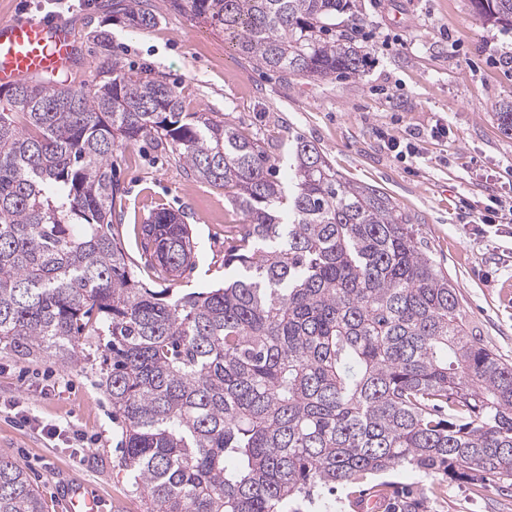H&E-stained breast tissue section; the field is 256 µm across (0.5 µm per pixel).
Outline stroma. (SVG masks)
<instances>
[{
	"label": "stroma",
	"instance_id": "obj_1",
	"mask_svg": "<svg viewBox=\"0 0 512 512\" xmlns=\"http://www.w3.org/2000/svg\"><path fill=\"white\" fill-rule=\"evenodd\" d=\"M155 25L132 29L112 12V0H76L64 18L75 31L76 64L61 77L91 84L103 56L93 35L105 31L122 63L149 70L179 92L188 112H216L245 135L258 138L288 180V147L301 137L314 144L345 179L385 192L415 224L432 258L448 273L467 326L494 352L512 361V136L495 113L512 101V69L498 56L512 54V31L487 22L472 0H352L351 22L368 54L360 75L313 79L268 72L240 55L221 30L150 0ZM447 124V140H425L420 153L395 158L380 139ZM112 169L121 189L112 218L130 255L134 229L160 209L184 214L195 243V264L179 288L224 283V232L242 215L223 190L186 173L171 152L145 139L118 150ZM504 207L492 224L474 216L490 198ZM104 339L92 338L70 365L42 355L23 359L0 350V454L9 456L41 493L46 512H66L71 480L103 503L102 512H145L122 459L125 427L100 386ZM60 392L41 396L44 377ZM42 422L71 423L83 440L68 448L46 442L18 423L13 406ZM381 484L390 512H402L412 494L419 512H512V488L488 482L449 481L407 469L367 476L340 487L330 507L304 512H347L349 502Z\"/></svg>",
	"mask_w": 512,
	"mask_h": 512
}]
</instances>
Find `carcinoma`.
<instances>
[{"instance_id": "obj_1", "label": "carcinoma", "mask_w": 512, "mask_h": 512, "mask_svg": "<svg viewBox=\"0 0 512 512\" xmlns=\"http://www.w3.org/2000/svg\"><path fill=\"white\" fill-rule=\"evenodd\" d=\"M474 7L512 30V0ZM169 8L268 71L349 78L365 62L336 23L350 0ZM112 12L133 28L157 21L143 0H112ZM0 93V349L69 364L109 337L101 385L145 512H302L318 487L404 466L512 479V363L468 330L448 275L386 193L344 181L302 138L286 192L260 139L184 111L174 87L115 60L88 88L23 81ZM496 117L511 135L512 102ZM141 138L243 214L224 286L137 279L113 229L112 156ZM138 236L156 278L194 265L182 215L157 211ZM0 512H44L3 455Z\"/></svg>"}]
</instances>
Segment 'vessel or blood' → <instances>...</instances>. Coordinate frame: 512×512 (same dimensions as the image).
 Masks as SVG:
<instances>
[{"mask_svg": "<svg viewBox=\"0 0 512 512\" xmlns=\"http://www.w3.org/2000/svg\"><path fill=\"white\" fill-rule=\"evenodd\" d=\"M75 60L76 45L68 22L24 16L0 20V86L68 70ZM66 509L99 512V502L77 482L67 495Z\"/></svg>", "mask_w": 512, "mask_h": 512, "instance_id": "b4317fda", "label": "vessel or blood"}]
</instances>
